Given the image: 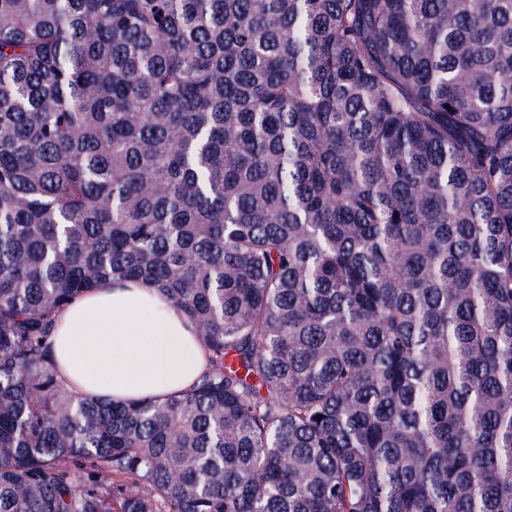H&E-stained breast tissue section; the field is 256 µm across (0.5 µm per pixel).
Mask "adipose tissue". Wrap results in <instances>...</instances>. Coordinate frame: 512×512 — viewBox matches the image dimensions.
<instances>
[{
  "label": "adipose tissue",
  "instance_id": "1",
  "mask_svg": "<svg viewBox=\"0 0 512 512\" xmlns=\"http://www.w3.org/2000/svg\"><path fill=\"white\" fill-rule=\"evenodd\" d=\"M52 347L73 392L115 402L165 399L205 368L195 324L137 280L105 281L77 298L58 315Z\"/></svg>",
  "mask_w": 512,
  "mask_h": 512
}]
</instances>
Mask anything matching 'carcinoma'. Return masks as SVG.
<instances>
[{"instance_id": "obj_1", "label": "carcinoma", "mask_w": 512, "mask_h": 512, "mask_svg": "<svg viewBox=\"0 0 512 512\" xmlns=\"http://www.w3.org/2000/svg\"><path fill=\"white\" fill-rule=\"evenodd\" d=\"M106 279L189 390L57 379ZM0 512H512V0H0ZM197 334L159 288L105 281L58 315L52 347L59 379L78 395L163 400L189 389L204 370Z\"/></svg>"}]
</instances>
